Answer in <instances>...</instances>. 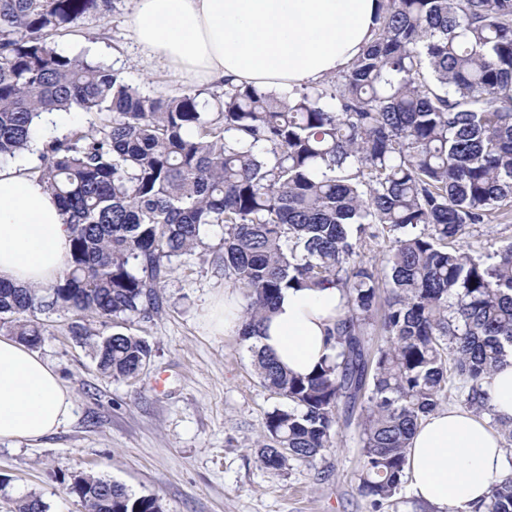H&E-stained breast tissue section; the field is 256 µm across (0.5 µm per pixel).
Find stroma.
Masks as SVG:
<instances>
[{
	"mask_svg": "<svg viewBox=\"0 0 512 512\" xmlns=\"http://www.w3.org/2000/svg\"><path fill=\"white\" fill-rule=\"evenodd\" d=\"M134 0H113L106 16L57 35L69 53L88 52L150 94L200 90L153 59L135 42ZM220 226L203 248L173 259L161 284L157 313L131 331L153 347L150 363L132 379L102 374L87 347L54 314L38 354L73 395L69 421L35 443H0V512H15L28 493L47 512H83L65 494L63 476L83 472L159 499L163 512H371L358 492L361 449L356 422H340L335 443L314 464L264 468L257 455L268 412L285 407L259 379L249 342L215 333L206 315L231 286L224 280ZM512 242V213L493 215L458 242L473 257Z\"/></svg>",
	"mask_w": 512,
	"mask_h": 512,
	"instance_id": "obj_1",
	"label": "stroma"
}]
</instances>
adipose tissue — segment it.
Listing matches in <instances>:
<instances>
[{
	"instance_id": "obj_1",
	"label": "adipose tissue",
	"mask_w": 512,
	"mask_h": 512,
	"mask_svg": "<svg viewBox=\"0 0 512 512\" xmlns=\"http://www.w3.org/2000/svg\"><path fill=\"white\" fill-rule=\"evenodd\" d=\"M135 40L203 83L287 92L346 71L374 37L381 0H135ZM71 229L25 165H0V279L43 286L65 269ZM339 288H288L256 344L298 375L334 354ZM72 396L40 355L0 336V441L34 442L71 416ZM504 469L502 440L470 411L438 410L413 435L406 471L439 512H475Z\"/></svg>"
}]
</instances>
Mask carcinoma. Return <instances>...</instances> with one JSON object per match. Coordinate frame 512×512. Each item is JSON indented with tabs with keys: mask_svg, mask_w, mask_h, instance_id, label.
<instances>
[{
	"mask_svg": "<svg viewBox=\"0 0 512 512\" xmlns=\"http://www.w3.org/2000/svg\"><path fill=\"white\" fill-rule=\"evenodd\" d=\"M111 7L0 0V163L42 134L44 112L98 119L44 141L29 169L62 204L70 258L47 287L0 280V328L35 347L42 316L62 312L101 373L133 378L153 349L130 323L159 308L171 259L222 225L242 340L261 333L285 288L342 292L336 355L312 373L250 346L264 385L288 401L267 414L259 461L279 471L315 461L333 447L340 405L358 406V490L379 512L448 370L469 408L490 414L483 384L512 361V243L485 261L454 245L512 210V0H383L347 71L284 94L229 85L209 108L199 91L144 93L50 40ZM368 230L391 243L381 269L360 258ZM376 331L384 343L371 354ZM62 484L84 512H163L104 476ZM17 512L46 505L29 494ZM484 512H512V472Z\"/></svg>",
	"mask_w": 512,
	"mask_h": 512,
	"instance_id": "1",
	"label": "carcinoma"
}]
</instances>
